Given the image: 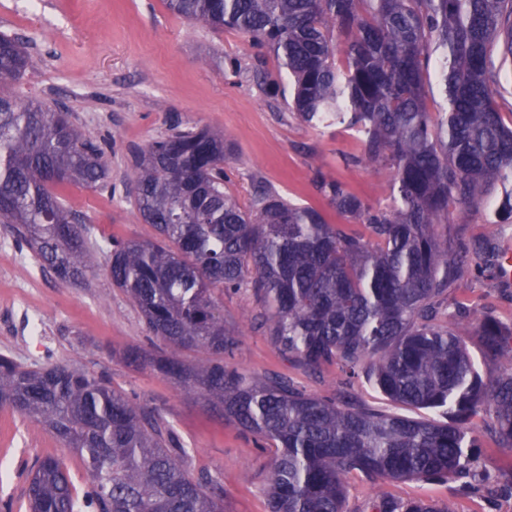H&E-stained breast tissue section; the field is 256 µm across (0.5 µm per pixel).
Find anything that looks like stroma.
<instances>
[{"mask_svg": "<svg viewBox=\"0 0 512 512\" xmlns=\"http://www.w3.org/2000/svg\"><path fill=\"white\" fill-rule=\"evenodd\" d=\"M18 37L38 64L12 81L24 99L63 108L84 135L105 149L108 188L70 185L61 195L92 234L146 240L155 234L135 204L132 156L172 125L227 133L234 151L224 163L226 189L250 203L258 189L319 209L328 223L343 218L314 186L316 171L343 182L372 206L385 205L390 173L355 164L363 146L343 126H312L288 106V76L277 57L236 30L212 29L169 11L164 0H40L36 10L0 0V33ZM497 195L468 215L450 211L460 241L477 250L478 268L464 272L448 298L488 311L512 328V278L497 254L512 248V224L497 223ZM0 354L27 365L70 363L107 377L113 387L156 410L188 451L186 468L219 477L224 512H268L265 477L271 454L203 406L185 389L148 368L126 364L132 347L153 350L133 301L97 268L78 286L39 271L26 244L0 226ZM261 306L249 290L226 293L224 323L239 338L230 365L249 377L278 373L307 393L340 390L387 414H407L364 377L346 378L339 365L304 372L282 355L260 326ZM63 457L78 490L88 486L81 458L49 432L0 407V512H26L27 474L36 459ZM388 497L452 501L455 512H512V492L484 497L448 482L348 481L347 512H372Z\"/></svg>", "mask_w": 512, "mask_h": 512, "instance_id": "35a3bbf8", "label": "stroma"}]
</instances>
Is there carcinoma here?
<instances>
[{"label":"carcinoma","mask_w":512,"mask_h":512,"mask_svg":"<svg viewBox=\"0 0 512 512\" xmlns=\"http://www.w3.org/2000/svg\"><path fill=\"white\" fill-rule=\"evenodd\" d=\"M174 14L231 28L270 50L292 80V106L363 137L352 163L391 173L390 202L371 206L324 172L317 191L368 234L267 190L242 206L224 190L230 136L180 129L134 157L136 204L151 240L106 239L112 285L163 347L127 359L194 392L204 406L272 449L270 512H346L348 479L457 481L478 462L481 434L512 450V328L491 314L453 318L444 304L476 252L453 246L448 206L467 212L512 183V127L497 98L512 64V0H165ZM347 43L336 63V40ZM448 108L425 106L430 49ZM0 34V224L66 282L93 271L86 225L58 189L98 190L102 146L67 114L21 101L2 84L36 66ZM252 289L261 326L300 367L363 370L390 400L440 412L442 423L310 395L284 377H244L224 362L238 347L224 292ZM496 365L484 377L466 337ZM194 354L188 358V354ZM0 406L50 430L80 455L78 493L63 458L28 474L30 512H224L223 488L184 467L187 451L160 416L67 363L26 368L0 356ZM377 512H454L427 500L383 499Z\"/></svg>","instance_id":"1"}]
</instances>
